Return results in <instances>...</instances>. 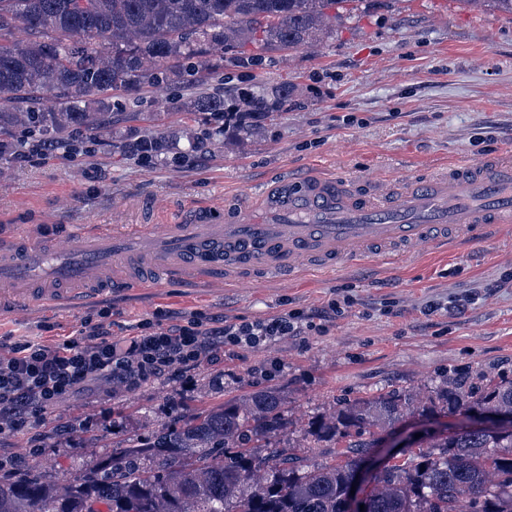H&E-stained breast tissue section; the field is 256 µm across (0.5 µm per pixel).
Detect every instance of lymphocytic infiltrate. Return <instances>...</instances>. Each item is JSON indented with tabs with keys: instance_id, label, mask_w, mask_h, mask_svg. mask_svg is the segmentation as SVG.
Returning a JSON list of instances; mask_svg holds the SVG:
<instances>
[{
	"instance_id": "obj_1",
	"label": "lymphocytic infiltrate",
	"mask_w": 512,
	"mask_h": 512,
	"mask_svg": "<svg viewBox=\"0 0 512 512\" xmlns=\"http://www.w3.org/2000/svg\"><path fill=\"white\" fill-rule=\"evenodd\" d=\"M341 312L329 301L319 318L299 311L229 323L218 315L156 313L112 337V306L88 315L73 338L59 343L22 340L0 354V435L17 433L72 392L103 382L131 390L150 379L178 381L186 370L216 359L225 348H255L314 330Z\"/></svg>"
}]
</instances>
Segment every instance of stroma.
<instances>
[{"mask_svg":"<svg viewBox=\"0 0 512 512\" xmlns=\"http://www.w3.org/2000/svg\"><path fill=\"white\" fill-rule=\"evenodd\" d=\"M262 68L211 51L220 77L205 85L153 87L122 95L93 155L29 156L23 128L0 135V237L45 241L86 224L128 228L163 223L184 205L243 193L285 169L342 172L358 181L408 179L451 160L490 156L512 162V16L466 0H351L316 48L272 49ZM287 89L250 133L217 128L193 114V99L226 100ZM161 141L143 161L133 142ZM346 294L353 302L325 332L292 336L255 350L227 349L177 382L149 380L131 391L85 389L22 433L0 438V458L27 448L79 473L93 458L80 432L111 451L117 429L143 435L166 420L183 396L212 404L248 382L282 387L289 440L302 421L331 412L336 399L388 389H428L480 370L512 376V227L489 242L437 255L418 253L390 267L362 264L289 288L244 284L209 292L171 282L114 299L112 336L163 307L220 314L226 320L319 311ZM85 309L38 308L0 314L15 336L37 340L46 328L73 334ZM78 435L59 443V424Z\"/></svg>","mask_w":512,"mask_h":512,"instance_id":"stroma-1","label":"stroma"}]
</instances>
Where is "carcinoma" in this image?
I'll return each mask as SVG.
<instances>
[{
    "label": "carcinoma",
    "mask_w": 512,
    "mask_h": 512,
    "mask_svg": "<svg viewBox=\"0 0 512 512\" xmlns=\"http://www.w3.org/2000/svg\"><path fill=\"white\" fill-rule=\"evenodd\" d=\"M349 0H0V130L61 135L102 129L92 99L168 81L181 62L189 85L213 73L208 48L236 52L320 43ZM14 29L35 39L10 42ZM246 113L273 110L245 95ZM196 111L225 114L205 95ZM287 396L266 386L207 408H180L148 434L122 439L78 475L26 463L0 476V512H348L356 469L378 435L406 416L501 414L487 429L426 434L373 480L364 512H512V377L445 379L422 396L395 387L307 423L303 439L336 449L318 461L287 450Z\"/></svg>",
    "instance_id": "cac0c4a2"
}]
</instances>
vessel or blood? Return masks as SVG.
<instances>
[{"mask_svg":"<svg viewBox=\"0 0 512 512\" xmlns=\"http://www.w3.org/2000/svg\"><path fill=\"white\" fill-rule=\"evenodd\" d=\"M263 210L269 223L253 219ZM512 224V162H460L403 186L310 172L202 206L178 224L132 231L83 226L60 242L0 240V301L73 308L102 296L186 280L201 288L331 273L368 261L445 252Z\"/></svg>","mask_w":512,"mask_h":512,"instance_id":"1","label":"vessel or blood"}]
</instances>
